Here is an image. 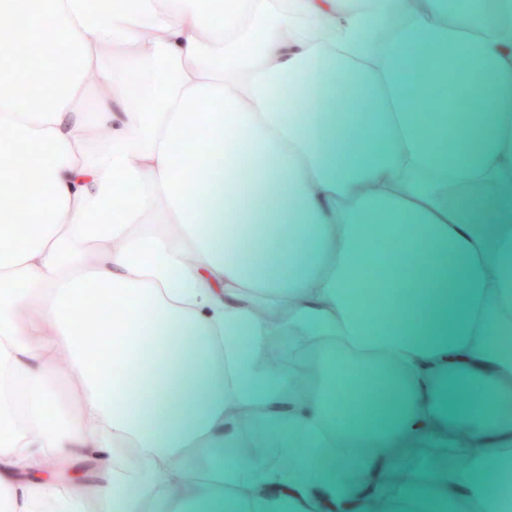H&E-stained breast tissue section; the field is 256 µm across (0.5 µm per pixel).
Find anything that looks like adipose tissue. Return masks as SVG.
<instances>
[{
    "mask_svg": "<svg viewBox=\"0 0 512 512\" xmlns=\"http://www.w3.org/2000/svg\"><path fill=\"white\" fill-rule=\"evenodd\" d=\"M35 3L0 0V512H512V0Z\"/></svg>",
    "mask_w": 512,
    "mask_h": 512,
    "instance_id": "1",
    "label": "adipose tissue"
}]
</instances>
